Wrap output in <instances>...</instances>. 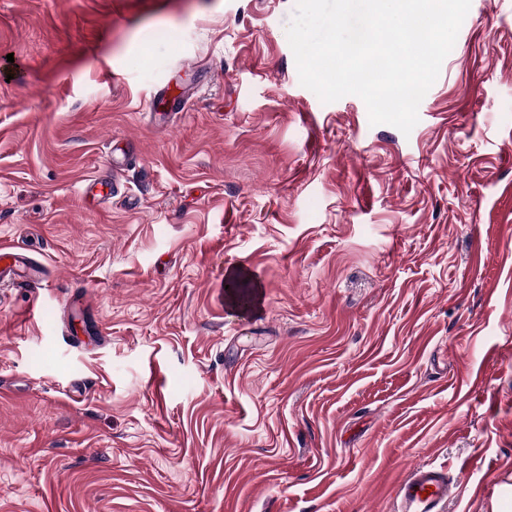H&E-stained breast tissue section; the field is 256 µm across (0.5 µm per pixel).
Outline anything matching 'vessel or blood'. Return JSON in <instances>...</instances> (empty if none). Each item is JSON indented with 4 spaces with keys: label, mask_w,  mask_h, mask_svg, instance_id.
I'll use <instances>...</instances> for the list:
<instances>
[{
    "label": "vessel or blood",
    "mask_w": 512,
    "mask_h": 512,
    "mask_svg": "<svg viewBox=\"0 0 512 512\" xmlns=\"http://www.w3.org/2000/svg\"><path fill=\"white\" fill-rule=\"evenodd\" d=\"M9 274L15 275L17 282L34 283L40 269L13 247L1 245L0 276ZM456 492L445 472L421 465L398 484L394 512H445L446 503Z\"/></svg>",
    "instance_id": "b4317fda"
}]
</instances>
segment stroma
<instances>
[{
    "label": "stroma",
    "mask_w": 512,
    "mask_h": 512,
    "mask_svg": "<svg viewBox=\"0 0 512 512\" xmlns=\"http://www.w3.org/2000/svg\"><path fill=\"white\" fill-rule=\"evenodd\" d=\"M294 10L0 0V244L45 270L0 287V512H393L426 463L512 512V0L407 136L301 85Z\"/></svg>",
    "instance_id": "35a3bbf8"
}]
</instances>
